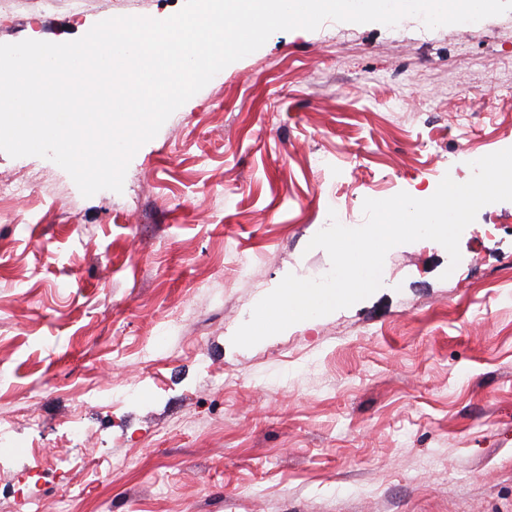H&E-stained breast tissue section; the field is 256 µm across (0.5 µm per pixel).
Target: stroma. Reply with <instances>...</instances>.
I'll list each match as a JSON object with an SVG mask.
<instances>
[{"label": "stroma", "mask_w": 512, "mask_h": 512, "mask_svg": "<svg viewBox=\"0 0 512 512\" xmlns=\"http://www.w3.org/2000/svg\"><path fill=\"white\" fill-rule=\"evenodd\" d=\"M185 0H0V43L80 38ZM512 147V11L427 28L278 31L84 197L0 151V512H512V202L450 267L392 248L369 298L250 348L231 338L341 193L433 194ZM83 434L73 438L69 418Z\"/></svg>", "instance_id": "35a3bbf8"}]
</instances>
